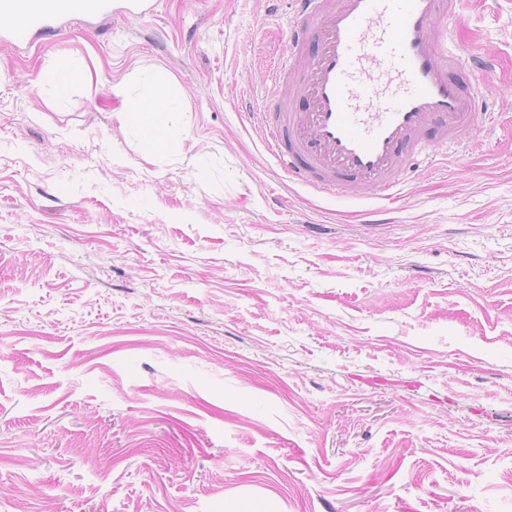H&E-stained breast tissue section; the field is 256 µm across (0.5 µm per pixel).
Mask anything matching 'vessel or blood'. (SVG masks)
Masks as SVG:
<instances>
[{"instance_id": "1", "label": "vessel or blood", "mask_w": 512, "mask_h": 512, "mask_svg": "<svg viewBox=\"0 0 512 512\" xmlns=\"http://www.w3.org/2000/svg\"><path fill=\"white\" fill-rule=\"evenodd\" d=\"M289 53L311 52L304 78L271 84L254 118L289 176L323 193L368 185L388 196L433 152L476 130L494 66L449 47L455 0H292ZM109 0H0L22 18L11 39L62 19L106 12Z\"/></svg>"}]
</instances>
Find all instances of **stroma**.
I'll list each match as a JSON object with an SVG mask.
<instances>
[{
    "instance_id": "35a3bbf8",
    "label": "stroma",
    "mask_w": 512,
    "mask_h": 512,
    "mask_svg": "<svg viewBox=\"0 0 512 512\" xmlns=\"http://www.w3.org/2000/svg\"><path fill=\"white\" fill-rule=\"evenodd\" d=\"M112 4L0 22V512H512V0L457 5L490 123L390 200L250 120L290 0ZM155 69L179 154L119 118Z\"/></svg>"
}]
</instances>
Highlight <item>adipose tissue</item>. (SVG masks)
Returning <instances> with one entry per match:
<instances>
[{"label": "adipose tissue", "instance_id": "ef3b65f1", "mask_svg": "<svg viewBox=\"0 0 512 512\" xmlns=\"http://www.w3.org/2000/svg\"><path fill=\"white\" fill-rule=\"evenodd\" d=\"M158 78V73L154 71L140 75L137 79L139 93L134 97L129 96L127 88H119V95L125 96L127 102L121 119L129 123L144 113L156 114L158 121L152 127L154 138L163 148L178 150L182 148L185 139L180 97L176 94L164 99L149 96L148 90Z\"/></svg>", "mask_w": 512, "mask_h": 512}]
</instances>
